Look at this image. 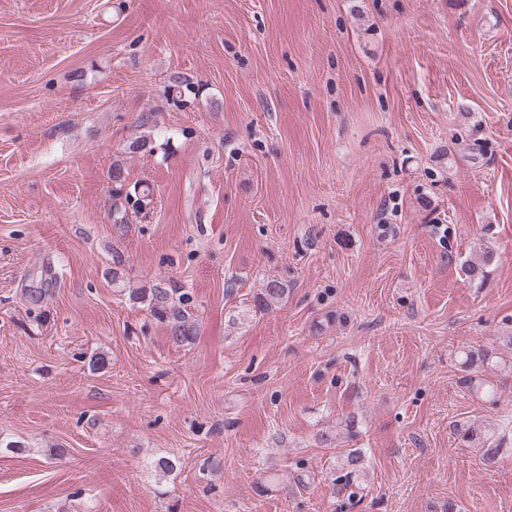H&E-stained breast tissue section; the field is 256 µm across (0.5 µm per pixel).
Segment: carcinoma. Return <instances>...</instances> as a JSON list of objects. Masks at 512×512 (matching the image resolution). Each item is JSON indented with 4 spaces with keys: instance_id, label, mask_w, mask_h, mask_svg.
Instances as JSON below:
<instances>
[{
    "instance_id": "1",
    "label": "carcinoma",
    "mask_w": 512,
    "mask_h": 512,
    "mask_svg": "<svg viewBox=\"0 0 512 512\" xmlns=\"http://www.w3.org/2000/svg\"><path fill=\"white\" fill-rule=\"evenodd\" d=\"M497 254L491 248L482 250L478 260L468 266L470 275L485 278L488 269L495 265ZM288 296V286L277 279L265 282L260 292L254 296L252 311L264 313ZM136 303H145L150 314L170 328L171 339L176 344H190L196 339V326L185 307V293L177 288H140L130 293ZM461 439L481 452L482 459L489 465L497 463L504 454L506 434L494 430L483 432L471 426L459 427ZM343 462L339 475L335 478L339 490L350 489L355 473L363 465V455L357 449L343 451Z\"/></svg>"
}]
</instances>
